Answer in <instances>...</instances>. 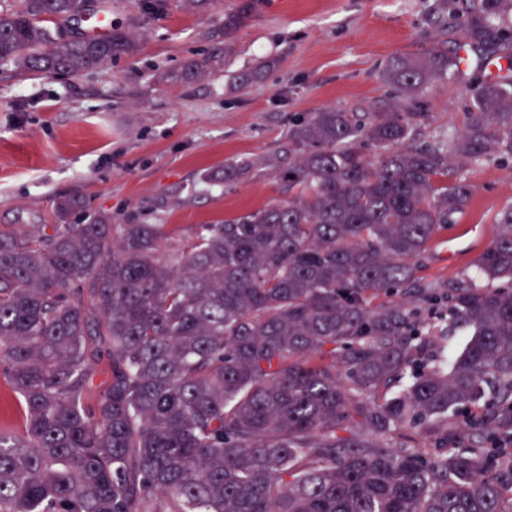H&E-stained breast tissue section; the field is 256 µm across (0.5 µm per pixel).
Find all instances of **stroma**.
I'll return each instance as SVG.
<instances>
[{"mask_svg":"<svg viewBox=\"0 0 512 512\" xmlns=\"http://www.w3.org/2000/svg\"><path fill=\"white\" fill-rule=\"evenodd\" d=\"M442 0H256L234 32L222 33L241 0H213L207 13L182 0H112L113 26L139 37L135 54L79 75L45 74L0 62V228L54 224L60 197L84 207L70 221L109 213L116 224H217L281 197L267 159L288 144L295 118L323 109L424 112L427 141L447 142L466 120L460 84L434 81L415 99L385 82L397 55L420 56L433 40L456 49L457 21ZM199 72L186 70L190 60ZM260 69L239 87V74ZM252 175L223 186L203 172L231 160ZM462 224L483 235L448 251L431 244L419 272L442 290L474 275L512 206V161L477 163Z\"/></svg>","mask_w":512,"mask_h":512,"instance_id":"35a3bbf8","label":"stroma"}]
</instances>
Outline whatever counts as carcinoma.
I'll use <instances>...</instances> for the list:
<instances>
[{
    "label": "carcinoma",
    "mask_w": 512,
    "mask_h": 512,
    "mask_svg": "<svg viewBox=\"0 0 512 512\" xmlns=\"http://www.w3.org/2000/svg\"><path fill=\"white\" fill-rule=\"evenodd\" d=\"M87 4L1 12L0 61L80 74L135 53L126 29L65 37ZM446 10L476 71L512 52V0ZM461 63L435 41L385 78L416 98ZM464 90L444 145L421 141L423 112L310 113L276 168L282 199L179 239L105 212L66 224L74 198L60 224L0 231V377L20 405L0 427V512H512V207L477 264L502 286L417 287L472 202L466 168L512 160V62ZM417 301L472 329L447 370L423 364L443 327ZM403 429L427 447L395 442Z\"/></svg>",
    "instance_id": "carcinoma-1"
}]
</instances>
